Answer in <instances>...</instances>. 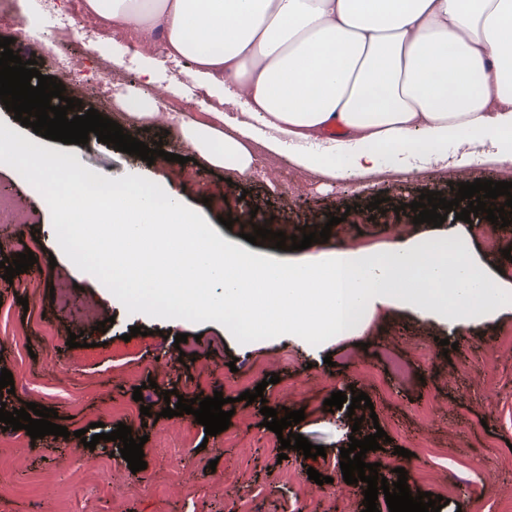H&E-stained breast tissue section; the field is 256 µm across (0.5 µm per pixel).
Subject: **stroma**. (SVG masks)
I'll return each mask as SVG.
<instances>
[{"mask_svg": "<svg viewBox=\"0 0 512 512\" xmlns=\"http://www.w3.org/2000/svg\"><path fill=\"white\" fill-rule=\"evenodd\" d=\"M62 12L86 15V0H57L51 13L1 17L0 38H12V50L35 60L42 75H55L41 48L55 41ZM60 51L92 72L110 67L118 90L161 96V111L200 121L212 112L238 113L220 94L195 86L189 64L167 62L164 72L145 74L142 59H164L165 44H147L135 28L103 26L94 43L73 40ZM94 94L93 85H86L83 109L97 108L132 137L162 141L167 152L184 156V163L151 166L94 135L84 145L49 139L48 149L74 155L109 178L156 172L187 206L204 212L223 240L278 261L302 253L275 249L266 240L248 243L241 231L252 217L274 220L288 235L302 226L312 232L330 227L327 242L309 247L312 255L340 246L377 250L431 230L427 224L405 223L395 206L427 191L454 199L457 183L478 178L512 182V168L491 158L408 175L386 153L381 168L388 178L379 189L375 175L335 181L297 165L291 150L272 153L259 143L254 146L257 171L226 182L219 170L191 162V149L167 124L146 125L112 101L91 104ZM1 190L30 206L35 220L0 226V258L30 251L36 262L14 279L0 277V318L10 327L9 333L0 332V369L12 373L15 387L0 401L10 411L30 402L54 409L58 425L70 435L34 440L23 429L0 431V486L8 488L0 493V512H296L300 506L305 512H361L363 486L341 477L340 450L379 427L389 440L370 457L382 461L380 474L388 482L397 481L401 467L409 488L446 498L440 512H512L511 310L461 337L447 325L396 307L377 312L359 336L333 338L318 347L288 336L241 345L213 321H186L173 329L167 320L131 314L112 303L111 292L96 277L77 272L63 253H51L47 241L55 231L40 192L5 164H0ZM377 199L383 202L378 213L369 207ZM225 215L232 216V227L221 224ZM333 215L340 222L331 227L327 221ZM443 226L464 236L473 255L500 266V281L512 283V261L503 256L512 247V225L478 216L469 223L447 220ZM60 285L68 288L67 300L50 295ZM100 312L111 322L95 331V341L107 343L112 355L99 361L69 347L67 340ZM133 326L140 327V335L129 336ZM178 333L188 339L178 353H169V341ZM445 339L453 342L452 350H443ZM271 373L280 380L266 385L263 401H240L237 375H251L258 384ZM150 380L156 383L150 394L157 421L126 415L135 387ZM172 389L187 399L217 391L235 398L228 429L209 437L195 420L162 416L163 393ZM351 389L372 401L362 408L364 420L353 433L339 426L346 410L332 412L324 404L332 393ZM264 406L303 410L304 420L292 431L324 447V455L307 458L291 449L279 459L277 436L262 425ZM97 422L109 431L123 423L133 437L145 438L146 469L131 472L117 455L120 441L84 447L76 431ZM398 446L409 450V457L395 454ZM311 468L328 476V483L310 480Z\"/></svg>", "mask_w": 512, "mask_h": 512, "instance_id": "1", "label": "stroma"}]
</instances>
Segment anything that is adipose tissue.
Listing matches in <instances>:
<instances>
[{
  "label": "adipose tissue",
  "mask_w": 512,
  "mask_h": 512,
  "mask_svg": "<svg viewBox=\"0 0 512 512\" xmlns=\"http://www.w3.org/2000/svg\"><path fill=\"white\" fill-rule=\"evenodd\" d=\"M103 24L160 32L169 57L245 110L235 122L160 113L128 94L140 117L165 118L208 166L250 177L265 146L307 143L297 163L337 180L378 168L380 155L432 163L449 144L462 162L490 148L512 167V0H86Z\"/></svg>",
  "instance_id": "1"
}]
</instances>
